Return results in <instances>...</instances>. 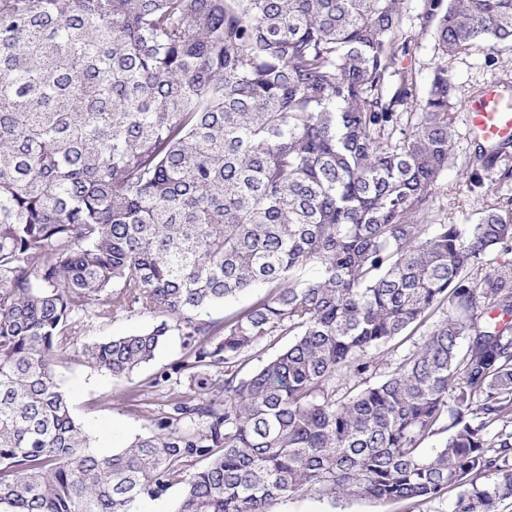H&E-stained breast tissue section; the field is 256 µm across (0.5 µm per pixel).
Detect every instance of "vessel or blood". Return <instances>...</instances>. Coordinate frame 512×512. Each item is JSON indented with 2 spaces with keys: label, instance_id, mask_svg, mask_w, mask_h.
<instances>
[{
  "label": "vessel or blood",
  "instance_id": "obj_1",
  "mask_svg": "<svg viewBox=\"0 0 512 512\" xmlns=\"http://www.w3.org/2000/svg\"><path fill=\"white\" fill-rule=\"evenodd\" d=\"M466 121L488 143L512 141V98L497 86H487L470 100Z\"/></svg>",
  "mask_w": 512,
  "mask_h": 512
}]
</instances>
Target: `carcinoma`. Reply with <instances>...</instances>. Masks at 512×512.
I'll return each mask as SVG.
<instances>
[{
  "mask_svg": "<svg viewBox=\"0 0 512 512\" xmlns=\"http://www.w3.org/2000/svg\"><path fill=\"white\" fill-rule=\"evenodd\" d=\"M427 34L495 66L512 0H0L5 512L512 499V141L457 152L446 63L416 108ZM450 168L476 224L435 219ZM120 308L155 324L88 339ZM173 330L168 410L95 451L56 363L127 377ZM265 291L266 288H259L251 292L243 293L237 298L225 302L224 305L212 308L208 311L205 318L222 321L224 320L225 315L250 305L256 298L257 294ZM180 496L179 488L170 489L166 495L158 499H143L137 503V512H172L174 504Z\"/></svg>",
  "mask_w": 512,
  "mask_h": 512,
  "instance_id": "cac0c4a2",
  "label": "carcinoma"
}]
</instances>
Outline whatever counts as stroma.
<instances>
[{"label": "stroma", "instance_id": "stroma-1", "mask_svg": "<svg viewBox=\"0 0 512 512\" xmlns=\"http://www.w3.org/2000/svg\"><path fill=\"white\" fill-rule=\"evenodd\" d=\"M487 43L480 42L469 50L448 58L459 100L468 101L489 83L512 87V62L502 61L489 68L484 64ZM437 201L439 217L449 224H473L482 216L487 200L483 195L461 190L456 169H449L439 182ZM184 338L171 332L156 359L130 377L115 379L104 371L87 367L73 360L58 361L56 379L67 392L75 417L84 425L93 447L109 454L127 447L135 437L149 434L152 426L139 408L130 406L124 395L131 388L147 387L154 411H161L166 402L167 386H153L156 373L189 360ZM454 495L433 501H399L382 503L372 499L343 501L337 504L309 493H301L278 502L276 512H453Z\"/></svg>", "mask_w": 512, "mask_h": 512}]
</instances>
